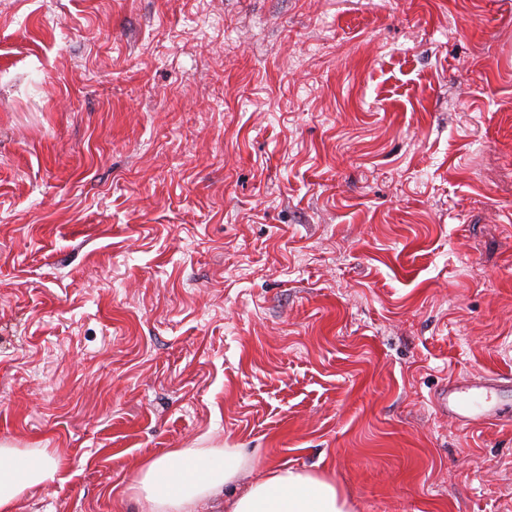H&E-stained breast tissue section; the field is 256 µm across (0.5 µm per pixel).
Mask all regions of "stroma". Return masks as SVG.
<instances>
[{"label": "stroma", "mask_w": 512, "mask_h": 512, "mask_svg": "<svg viewBox=\"0 0 512 512\" xmlns=\"http://www.w3.org/2000/svg\"><path fill=\"white\" fill-rule=\"evenodd\" d=\"M512 0H0V442L19 512L243 448L355 512H512ZM505 381L511 383L512 379L500 378L495 383H489L486 379L450 380L436 394V407L461 425L493 423L498 420L499 408L491 399V391L498 383ZM61 462L50 448L0 443V511L16 512L34 488L55 481Z\"/></svg>", "instance_id": "1"}]
</instances>
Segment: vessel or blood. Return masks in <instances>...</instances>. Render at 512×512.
I'll list each match as a JSON object with an SVG mask.
<instances>
[{"label":"vessel or blood","mask_w":512,"mask_h":512,"mask_svg":"<svg viewBox=\"0 0 512 512\" xmlns=\"http://www.w3.org/2000/svg\"><path fill=\"white\" fill-rule=\"evenodd\" d=\"M492 389V383L484 379H454L436 394L435 404L458 424L487 425L499 417L498 405L491 399Z\"/></svg>","instance_id":"b4317fda"}]
</instances>
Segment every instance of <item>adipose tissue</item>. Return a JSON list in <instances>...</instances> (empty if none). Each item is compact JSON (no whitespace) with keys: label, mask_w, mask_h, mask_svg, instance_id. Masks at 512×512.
Instances as JSON below:
<instances>
[{"label":"adipose tissue","mask_w":512,"mask_h":512,"mask_svg":"<svg viewBox=\"0 0 512 512\" xmlns=\"http://www.w3.org/2000/svg\"><path fill=\"white\" fill-rule=\"evenodd\" d=\"M239 448H173L140 464L132 495L140 512H196L223 498L224 512H352L348 496L328 475L267 467L240 494L223 492L246 467ZM61 462L47 448L0 443V512H17L34 488L55 481Z\"/></svg>","instance_id":"adipose-tissue-1"}]
</instances>
